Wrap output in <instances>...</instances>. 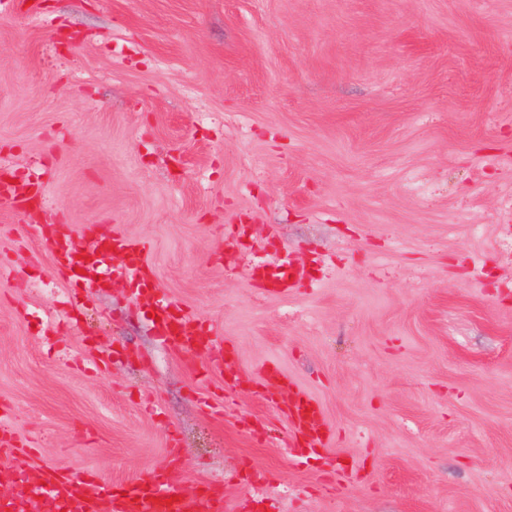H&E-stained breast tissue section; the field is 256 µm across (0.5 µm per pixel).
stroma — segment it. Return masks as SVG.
<instances>
[{
    "mask_svg": "<svg viewBox=\"0 0 512 512\" xmlns=\"http://www.w3.org/2000/svg\"><path fill=\"white\" fill-rule=\"evenodd\" d=\"M0 165L45 202L0 200V427L35 465L165 467L224 512H512V0H43L0 14ZM57 219L142 241L237 380L69 280ZM268 380L279 391L289 392L290 405L285 403L290 426L295 435L304 441L306 452H316L327 448L328 425L320 404L308 394L294 389L292 381L285 374L273 372ZM310 408V411H307Z\"/></svg>",
    "mask_w": 512,
    "mask_h": 512,
    "instance_id": "obj_1",
    "label": "stroma"
}]
</instances>
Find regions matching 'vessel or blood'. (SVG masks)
Returning <instances> with one entry per match:
<instances>
[{"mask_svg": "<svg viewBox=\"0 0 512 512\" xmlns=\"http://www.w3.org/2000/svg\"><path fill=\"white\" fill-rule=\"evenodd\" d=\"M0 198L25 209L38 204L40 188L29 179L0 182ZM45 240L59 264L70 272L78 267L93 271L104 255L121 254L123 262L119 268L109 273L98 272V287L107 288L119 281L134 286L137 299L155 306L160 318L158 332L172 349L199 352L211 349L213 333L206 324L180 313L177 303L157 299L152 286L153 270L139 242L119 231L88 236L80 248L74 247L68 238L50 233ZM269 380L276 390L290 395L286 413L292 431L303 440L304 451L326 449L328 425L320 404L308 394L295 390L287 375L275 372ZM40 472V479L26 483L20 496L0 499V512H27L29 493L37 488L46 493L49 512H221L223 508L220 499L206 500L184 493L171 474L151 472L120 490L103 478L94 475L73 478L50 464L42 466Z\"/></svg>", "mask_w": 512, "mask_h": 512, "instance_id": "vessel-or-blood-1", "label": "vessel or blood"}]
</instances>
